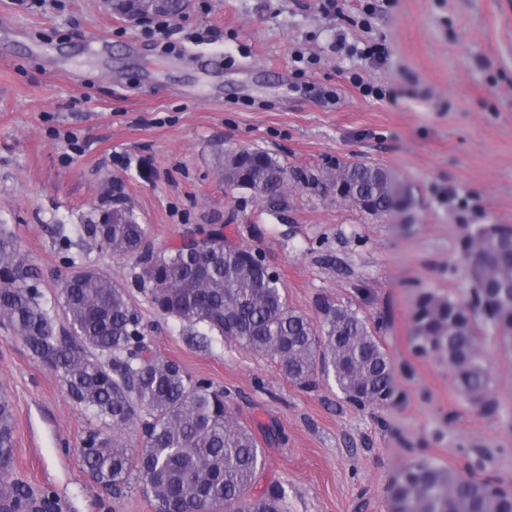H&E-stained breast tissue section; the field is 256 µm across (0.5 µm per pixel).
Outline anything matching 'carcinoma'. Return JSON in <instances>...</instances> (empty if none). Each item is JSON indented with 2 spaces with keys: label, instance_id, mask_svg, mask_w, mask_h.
Wrapping results in <instances>:
<instances>
[{
  "label": "carcinoma",
  "instance_id": "carcinoma-1",
  "mask_svg": "<svg viewBox=\"0 0 512 512\" xmlns=\"http://www.w3.org/2000/svg\"><path fill=\"white\" fill-rule=\"evenodd\" d=\"M224 173L234 187L275 208L285 201L288 167L264 151L225 150ZM341 200L374 218L412 206L410 187L383 166L337 163ZM82 240L142 267L137 286L160 315L204 324L260 357H271L295 385L312 390L333 377L344 398L379 404L392 393L391 358L369 320L349 305L323 301L317 322L291 308L280 278L259 253L228 241L220 228L198 231L169 251H156L145 225L127 209L81 224ZM471 299L421 292L410 312L414 349L448 364L460 396L495 414L499 404L482 336L512 340V224H484L468 237L463 257ZM40 272L14 233L0 228V327L51 368L74 402L108 425L87 431L84 471L117 494L138 484L156 512H285L274 484L260 496L249 488L264 464L263 449L224 400V390L178 363L150 354L145 326L125 288L107 273L83 268L65 280L63 321L47 308ZM138 426L142 448L120 439ZM14 424L0 396V512H53L55 501L12 478ZM388 512H512V492L469 467L421 459L403 466L388 490Z\"/></svg>",
  "mask_w": 512,
  "mask_h": 512
}]
</instances>
